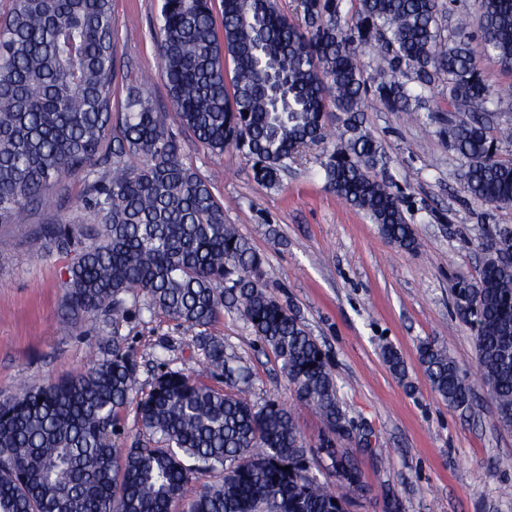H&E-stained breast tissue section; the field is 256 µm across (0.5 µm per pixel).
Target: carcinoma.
<instances>
[{
    "instance_id": "carcinoma-1",
    "label": "carcinoma",
    "mask_w": 512,
    "mask_h": 512,
    "mask_svg": "<svg viewBox=\"0 0 512 512\" xmlns=\"http://www.w3.org/2000/svg\"><path fill=\"white\" fill-rule=\"evenodd\" d=\"M298 0L301 21L277 0H162L156 48L170 108L132 82L120 109L112 0H12L0 20V223L16 224L84 179L81 220L44 224L31 240L77 251L65 283L71 317H103L112 342L79 374L23 389L0 404V512H339L360 487L338 468L332 436L345 414L330 362L300 315L268 287L251 240L226 222L209 182L184 161L172 126L212 151L235 146L269 187L323 145L329 188L396 247L420 243L403 209L385 151L364 127L378 103L448 138L460 183L474 202L512 206V112L482 74L467 14L442 0ZM483 55L512 64V0H475ZM372 50L376 65L361 59ZM337 123V131L331 130ZM478 280L454 296L477 322V375L437 343L418 358L448 405L469 407L482 383L497 423L512 428V229L486 235ZM160 312L195 333L202 364L224 392L180 370L160 371L136 401L138 435L125 443L123 414L138 364L120 327L133 311ZM236 311L274 354L296 400L319 414L330 437L305 446L292 412L257 405L253 383L224 340L208 333ZM380 356L401 380L391 345ZM289 470H283V467ZM199 490L183 498L185 487Z\"/></svg>"
}]
</instances>
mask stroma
<instances>
[{
	"label": "stroma",
	"instance_id": "obj_1",
	"mask_svg": "<svg viewBox=\"0 0 512 512\" xmlns=\"http://www.w3.org/2000/svg\"><path fill=\"white\" fill-rule=\"evenodd\" d=\"M162 0H113L118 26L117 73L145 82L167 104L153 34ZM365 126L390 158L403 209L422 248L413 255L382 237L365 214L325 184L308 160L266 187L235 147L214 152L183 138L186 162L206 178L228 223L250 238L264 260L270 288L297 309L326 352L347 430L335 445L348 449L361 487L346 512H512V429L496 425L494 404L477 387L470 410L450 407L431 388L417 361L428 339L461 366H476L474 331L457 308L458 281L477 280L487 231L512 228V207L492 209L463 193L445 137L429 134L402 112L369 106ZM40 218L0 224V401L83 369L111 327L80 318L67 326L64 282L71 257L55 248L32 254L27 239ZM253 378L256 404L274 399L290 408L308 446L318 447L322 420L298 404L280 364L233 312L209 328ZM123 343L139 364L138 393L160 367L200 373L195 336L162 313L132 314ZM393 345L409 371L401 382L383 362Z\"/></svg>",
	"mask_w": 512,
	"mask_h": 512
}]
</instances>
